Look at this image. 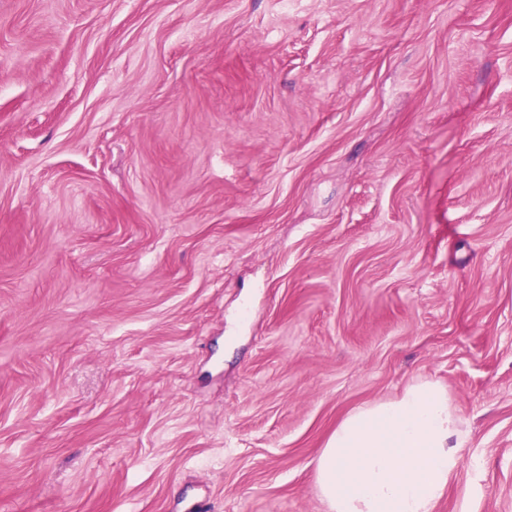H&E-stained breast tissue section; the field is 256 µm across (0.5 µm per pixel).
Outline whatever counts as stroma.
Returning <instances> with one entry per match:
<instances>
[{"label":"stroma","mask_w":512,"mask_h":512,"mask_svg":"<svg viewBox=\"0 0 512 512\" xmlns=\"http://www.w3.org/2000/svg\"><path fill=\"white\" fill-rule=\"evenodd\" d=\"M418 378L512 512V0H0V512H326Z\"/></svg>","instance_id":"obj_1"}]
</instances>
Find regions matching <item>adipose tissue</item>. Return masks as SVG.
<instances>
[{"mask_svg": "<svg viewBox=\"0 0 512 512\" xmlns=\"http://www.w3.org/2000/svg\"><path fill=\"white\" fill-rule=\"evenodd\" d=\"M447 388L418 379L346 415L315 461L327 512H436L466 463Z\"/></svg>", "mask_w": 512, "mask_h": 512, "instance_id": "obj_1", "label": "adipose tissue"}]
</instances>
